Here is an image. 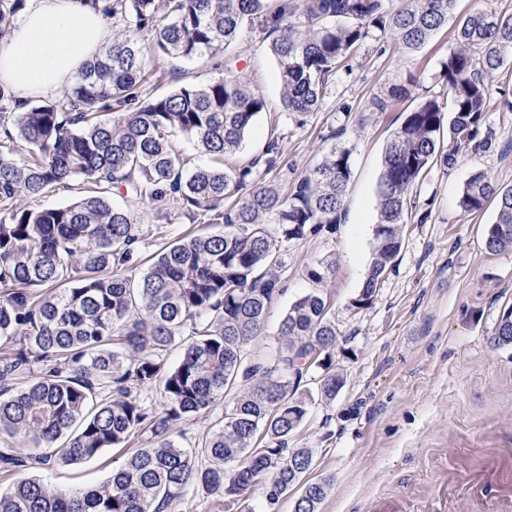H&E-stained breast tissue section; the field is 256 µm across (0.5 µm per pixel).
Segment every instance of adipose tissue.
I'll return each instance as SVG.
<instances>
[{
	"instance_id": "obj_1",
	"label": "adipose tissue",
	"mask_w": 512,
	"mask_h": 512,
	"mask_svg": "<svg viewBox=\"0 0 512 512\" xmlns=\"http://www.w3.org/2000/svg\"><path fill=\"white\" fill-rule=\"evenodd\" d=\"M105 35L103 14L79 0H25L15 27L0 43V84L20 100L57 94L95 58Z\"/></svg>"
}]
</instances>
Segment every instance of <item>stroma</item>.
I'll return each instance as SVG.
<instances>
[{"label": "stroma", "instance_id": "1", "mask_svg": "<svg viewBox=\"0 0 512 512\" xmlns=\"http://www.w3.org/2000/svg\"><path fill=\"white\" fill-rule=\"evenodd\" d=\"M453 33L445 27L419 52L405 55L383 33L371 31L348 67L330 79L318 111L301 124L281 106L271 39L257 24H244L227 64L206 56L167 57L151 69L148 89L157 95L173 91L185 74L202 82L236 76L262 93L268 108L256 117L236 159L242 163L260 152L268 131H275L281 163L270 177L278 183L300 176L332 144L351 151L341 224L334 233L289 246L284 291L270 309L266 335L253 346L260 353L274 349L281 319L310 286L306 266L334 259L327 292L344 385L336 400L312 404L291 442L314 449L310 479L330 482L320 512H420L444 487L479 475L496 498H512V479L482 469L512 452V346L489 342L501 312L512 307V251L485 249L495 205L470 215L458 205L473 173L512 186V69L489 79L486 120L498 147L462 155L449 170L431 169L373 303L350 305L368 273L387 142L406 109L422 99H445L440 71ZM379 98L387 100L386 110L376 109ZM423 211L428 219L421 223L416 215ZM138 445L134 439L77 465L53 463L41 476L61 491L98 484Z\"/></svg>", "mask_w": 512, "mask_h": 512}]
</instances>
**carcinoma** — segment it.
I'll return each mask as SVG.
<instances>
[{"mask_svg": "<svg viewBox=\"0 0 512 512\" xmlns=\"http://www.w3.org/2000/svg\"><path fill=\"white\" fill-rule=\"evenodd\" d=\"M112 19V43L60 96L18 105L0 86V467L38 470L98 457L133 436L145 446L100 485L61 493L32 476L0 493V512H182L189 487L203 488L224 512H246V497L263 492L262 512H279L296 486L294 512H319L327 480L306 481L310 448L289 440L309 403L341 391L336 372L338 331L324 288L335 261L305 268L312 288L293 302L278 329L275 353L247 347L266 335L270 307L282 294L288 243L341 223L351 180V150L332 146L298 179H266L278 166L279 137L246 165H231L266 98L248 83L186 77L173 92L143 90L145 69L161 56H214L260 21L280 80L282 106L302 122L316 111L329 80L378 29L403 51L421 49L457 0H82ZM25 0H0V39ZM442 63L446 102L410 108L388 142L377 186V222L368 274L351 306L372 303L401 249L411 191L433 167L453 168L460 155L496 143L486 125L489 75L512 65V14L473 11L454 30ZM132 105L131 112H107ZM448 126L447 143L440 144ZM189 138L213 164L186 168L172 136ZM27 156L15 153V141ZM89 184L90 194L57 207L31 203L61 189ZM122 195L154 205L145 232L137 213L112 204ZM497 202L485 247L512 251V186L483 172L464 184L466 213ZM199 216L216 233L170 240L166 201ZM153 248L138 271V254ZM512 346V307L491 334ZM184 346L165 368L169 347ZM25 380L21 389L14 381ZM314 381L317 393L297 396ZM162 386L156 411L148 393ZM224 401L223 425L198 456L182 448L177 426ZM22 437L27 448L18 451Z\"/></svg>", "mask_w": 512, "mask_h": 512, "instance_id": "obj_1", "label": "carcinoma"}]
</instances>
